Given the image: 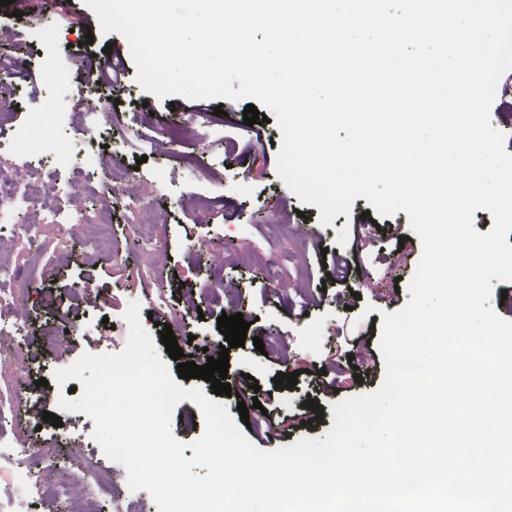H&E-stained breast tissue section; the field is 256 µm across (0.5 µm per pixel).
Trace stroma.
I'll use <instances>...</instances> for the list:
<instances>
[{
    "label": "stroma",
    "mask_w": 512,
    "mask_h": 512,
    "mask_svg": "<svg viewBox=\"0 0 512 512\" xmlns=\"http://www.w3.org/2000/svg\"><path fill=\"white\" fill-rule=\"evenodd\" d=\"M29 4L30 13L20 18L0 13V82L10 89L0 100V169L27 166L28 179L18 188L26 190L31 179L44 184L47 207L57 188L81 178L89 187L84 206L91 223L99 194L129 172L136 175L134 192L154 208L143 213L117 202L109 209L106 226L122 255L118 262L93 251L69 224L42 225L36 242L23 231L24 214L0 226L6 239L0 263L20 274L29 357L21 376L0 366V386H14L39 411L35 418L16 414L5 428L17 447L36 442L47 454L37 466L38 480L28 482L14 480L13 459H0V512L19 499L41 512L42 480L78 490L56 512H115L119 504L131 512H158L147 491L129 490L125 468L95 441L93 420L58 410L59 397L80 388V381L61 386L52 379L84 353L121 352L128 336L124 313L133 300L141 304L142 325L152 339L158 342L159 324H169L184 354L197 358L221 341L219 316L242 314L249 341L230 350L226 381L236 391L240 374L253 376L268 390L273 410L269 419L250 414L246 437L263 450L324 438L334 424L333 404L376 391L383 371L363 372L362 382L322 398L323 422L290 433L280 422L314 395L313 371L329 365L340 333L361 330L369 350H377L384 313L409 300L422 246L407 213L382 219L400 225V243L374 246L354 238L351 214L370 208L362 196L353 200L350 215L321 225L319 208L301 203L279 177L282 133L276 123L267 125L268 140L252 145L243 124L245 101L150 97L133 77L120 89L88 83L87 60L107 68L112 52L129 55L127 40L98 31L93 43H84L81 20L91 10L83 0ZM145 99L150 109H142ZM218 107L223 116H215ZM65 140L106 146L110 169L60 153ZM146 225L154 229L148 258L139 251ZM326 250L347 256L354 267L349 278L336 280L334 269L323 267ZM148 282L155 286L149 299L142 295ZM350 292L355 302L348 310L341 297ZM47 329L65 333V340L44 342ZM256 337L263 351H256ZM156 350L166 352L159 342ZM292 371L299 374L294 389L275 387L277 373ZM44 411L58 413L62 426L42 422ZM92 469L107 474V492H84Z\"/></svg>",
    "instance_id": "1"
}]
</instances>
